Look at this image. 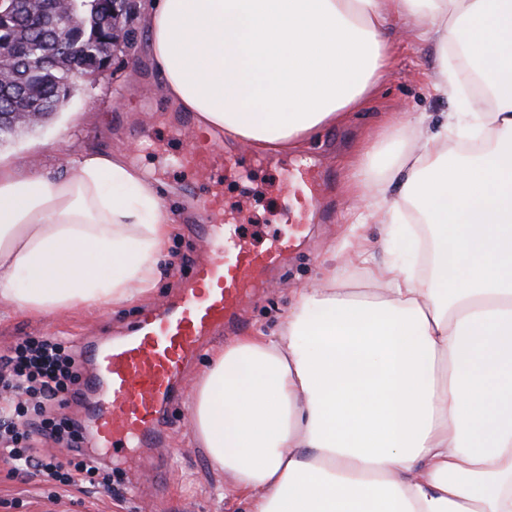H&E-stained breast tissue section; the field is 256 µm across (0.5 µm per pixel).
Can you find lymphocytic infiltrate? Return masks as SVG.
<instances>
[{
	"label": "lymphocytic infiltrate",
	"instance_id": "obj_1",
	"mask_svg": "<svg viewBox=\"0 0 512 512\" xmlns=\"http://www.w3.org/2000/svg\"><path fill=\"white\" fill-rule=\"evenodd\" d=\"M80 381L76 351L57 338L26 336L0 354V387L14 392L0 402V457L13 474L32 470L48 483L111 491V471L83 451L82 424L53 413L75 401ZM37 434L66 443L67 456L37 453Z\"/></svg>",
	"mask_w": 512,
	"mask_h": 512
}]
</instances>
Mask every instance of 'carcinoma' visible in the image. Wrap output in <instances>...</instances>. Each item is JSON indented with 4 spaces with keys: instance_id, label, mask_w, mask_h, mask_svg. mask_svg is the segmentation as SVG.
<instances>
[{
    "instance_id": "cac0c4a2",
    "label": "carcinoma",
    "mask_w": 512,
    "mask_h": 512,
    "mask_svg": "<svg viewBox=\"0 0 512 512\" xmlns=\"http://www.w3.org/2000/svg\"><path fill=\"white\" fill-rule=\"evenodd\" d=\"M115 0H73L76 22L66 34L51 23H37L24 16L0 31V52L19 64L17 73L27 88V106L49 112L64 106L63 93L70 87L73 71L94 63L93 51L108 37L102 24L113 15ZM18 102L0 98V141L12 137L19 126L7 118Z\"/></svg>"
}]
</instances>
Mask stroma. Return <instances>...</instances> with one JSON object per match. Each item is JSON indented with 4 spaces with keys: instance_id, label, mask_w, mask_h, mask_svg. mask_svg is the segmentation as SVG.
<instances>
[{
    "instance_id": "1",
    "label": "stroma",
    "mask_w": 512,
    "mask_h": 512,
    "mask_svg": "<svg viewBox=\"0 0 512 512\" xmlns=\"http://www.w3.org/2000/svg\"><path fill=\"white\" fill-rule=\"evenodd\" d=\"M127 24L136 33L132 48L115 52L109 70L97 79L78 80L66 106L48 120L19 136L0 141V157L30 164L34 173L71 176L70 157L76 147L122 150L129 143L150 142L139 162L164 185V202L172 212L175 232L161 261V274L151 295L121 307L79 308L68 317L33 321L0 305V350L22 336H51L72 346L104 345L128 334L140 311L157 307L178 294L182 277L206 257L208 245L193 226L200 221V197L221 191L224 206L247 223L276 226L287 206V193L278 170L252 167L253 151L239 144L219 145L221 154L239 159L238 176L202 180L173 167L170 160L186 150L195 138L194 125L182 124L181 112L159 92V76L143 55L144 29L140 10H132ZM396 62L379 79L376 88L357 112L348 113L336 126L323 129L298 152L282 155L284 164L306 158L333 172L332 180L317 191L318 210L301 249L290 255L284 270L273 273L241 315L247 332L271 331L285 318L293 291L317 279L335 242L347 232L350 200L344 188L350 165L367 136L391 114L426 112L439 116L457 113L467 126L469 110L459 99H447L430 90L434 74L431 46L404 36L400 28L385 35ZM90 401H77L65 415L84 426L83 446L113 473V493L62 490L35 475L17 478L0 462V512H242L241 504L224 493L225 482L205 450L188 430L183 403L167 414L171 432L161 446L135 448L114 457L99 448L90 415Z\"/></svg>"
}]
</instances>
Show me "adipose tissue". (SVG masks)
Segmentation results:
<instances>
[{"instance_id":"obj_1","label":"adipose tissue","mask_w":512,"mask_h":512,"mask_svg":"<svg viewBox=\"0 0 512 512\" xmlns=\"http://www.w3.org/2000/svg\"><path fill=\"white\" fill-rule=\"evenodd\" d=\"M160 89L231 143L276 153L359 110L394 25L432 46L456 98L462 45L492 105L484 144L448 147L455 115L388 128L360 154L350 223L385 229L297 289L278 331L214 351L193 385L194 440L246 512H512V0H143ZM396 198H388L391 184ZM172 235L126 153L87 149L52 179L0 162V302L32 317L150 295Z\"/></svg>"}]
</instances>
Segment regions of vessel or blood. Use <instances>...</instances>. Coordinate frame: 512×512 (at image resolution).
I'll use <instances>...</instances> for the list:
<instances>
[{
  "instance_id": "b4317fda",
  "label": "vessel or blood",
  "mask_w": 512,
  "mask_h": 512,
  "mask_svg": "<svg viewBox=\"0 0 512 512\" xmlns=\"http://www.w3.org/2000/svg\"><path fill=\"white\" fill-rule=\"evenodd\" d=\"M179 162L204 176L237 173L236 160L215 153L203 135ZM325 177L305 162L286 174L290 206L279 233L263 247L241 232L219 195L204 198L201 218L210 255L195 264L186 286L163 307L144 311L121 341L83 349V360L93 367L84 387L99 392L92 407L95 434L110 454L125 453L133 444L152 448L163 440V414L179 394L186 367L208 337L235 324L237 311L299 246L314 211L311 185Z\"/></svg>"
}]
</instances>
